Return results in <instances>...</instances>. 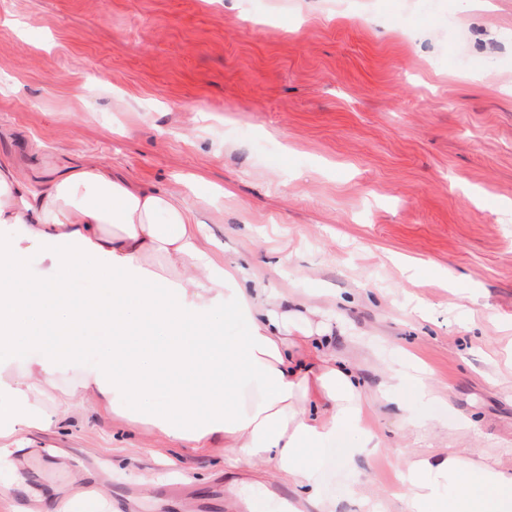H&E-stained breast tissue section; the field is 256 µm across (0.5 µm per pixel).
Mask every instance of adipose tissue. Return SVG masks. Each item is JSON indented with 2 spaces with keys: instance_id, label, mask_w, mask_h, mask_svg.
<instances>
[{
  "instance_id": "ef3b65f1",
  "label": "adipose tissue",
  "mask_w": 512,
  "mask_h": 512,
  "mask_svg": "<svg viewBox=\"0 0 512 512\" xmlns=\"http://www.w3.org/2000/svg\"><path fill=\"white\" fill-rule=\"evenodd\" d=\"M0 348L33 353L14 372L0 358V447L52 431L87 405L140 425L176 448L223 441L230 468H270L296 495L289 512H333L320 496L316 450L353 434L352 455L376 446L374 411L354 366L337 363L324 331L291 322L279 299L255 302L236 270L210 254L192 204L144 188L93 160L23 176L0 155ZM38 253L43 275L27 262ZM95 290L71 303L69 271ZM80 388L46 405L63 367ZM384 400L407 409L434 398L429 378L383 372ZM483 448L444 458L406 453L401 493L360 486L363 499L398 497L403 512H512V459L487 464Z\"/></svg>"
}]
</instances>
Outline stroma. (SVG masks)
<instances>
[{
    "instance_id": "1",
    "label": "stroma",
    "mask_w": 512,
    "mask_h": 512,
    "mask_svg": "<svg viewBox=\"0 0 512 512\" xmlns=\"http://www.w3.org/2000/svg\"><path fill=\"white\" fill-rule=\"evenodd\" d=\"M0 154L182 193L225 263L322 309L375 400L421 362L439 400L406 426L376 400L357 466L348 438L321 449L335 512L403 453L512 448V0H0ZM0 471V512H65L81 480L129 512H228L235 481L261 512L292 497L92 407Z\"/></svg>"
}]
</instances>
